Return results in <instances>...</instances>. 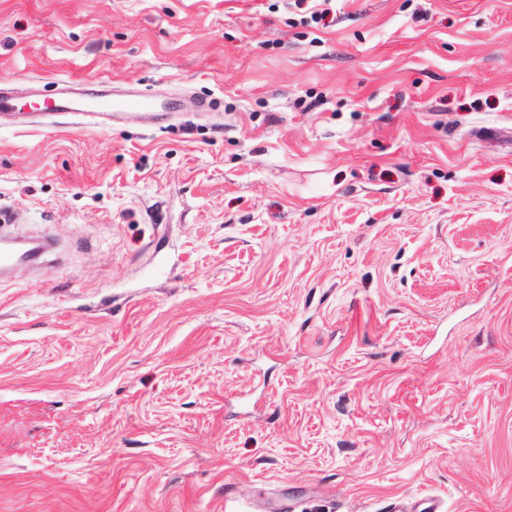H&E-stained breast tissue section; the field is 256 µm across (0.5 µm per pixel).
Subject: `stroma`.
I'll return each instance as SVG.
<instances>
[{
	"instance_id": "obj_1",
	"label": "stroma",
	"mask_w": 512,
	"mask_h": 512,
	"mask_svg": "<svg viewBox=\"0 0 512 512\" xmlns=\"http://www.w3.org/2000/svg\"><path fill=\"white\" fill-rule=\"evenodd\" d=\"M0 84V512H512V0H0ZM35 111L45 115L59 113H92L107 114L113 116L129 112H143L155 116L156 112H162L163 107L155 102L150 95L138 91L114 98L105 92L97 95L84 94L79 97H71L64 94H54L43 98L41 105L35 107ZM115 114V115H114Z\"/></svg>"
}]
</instances>
